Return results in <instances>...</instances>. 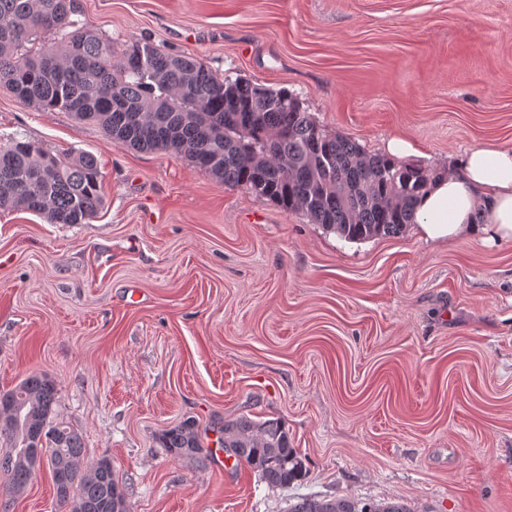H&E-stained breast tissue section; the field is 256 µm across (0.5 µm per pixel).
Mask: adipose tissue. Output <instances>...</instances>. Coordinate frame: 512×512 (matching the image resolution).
<instances>
[{"label": "adipose tissue", "mask_w": 512, "mask_h": 512, "mask_svg": "<svg viewBox=\"0 0 512 512\" xmlns=\"http://www.w3.org/2000/svg\"><path fill=\"white\" fill-rule=\"evenodd\" d=\"M457 167L418 200L419 233L432 241L458 237L512 241V148L472 147Z\"/></svg>", "instance_id": "obj_1"}]
</instances>
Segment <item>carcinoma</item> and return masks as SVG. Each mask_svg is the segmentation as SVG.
<instances>
[{
	"label": "carcinoma",
	"instance_id": "1",
	"mask_svg": "<svg viewBox=\"0 0 512 512\" xmlns=\"http://www.w3.org/2000/svg\"><path fill=\"white\" fill-rule=\"evenodd\" d=\"M79 0H0V91L39 112L63 111L98 124L113 142L162 150L246 187L314 224L361 241L396 237L414 223L418 198L441 172L369 154L320 125L285 88L229 79L203 61L151 43L116 51L76 19ZM103 176L91 154L58 155L32 140L0 144V210H24L49 224H86L104 205ZM57 389L35 372L0 392V474L22 491L47 467L56 500L69 512H129L112 462L83 465L82 435L55 418ZM235 465L286 488L306 473L281 423L248 417L216 422ZM175 457L212 459L198 425L186 419L162 433ZM288 512H410L402 502L301 497Z\"/></svg>",
	"mask_w": 512,
	"mask_h": 512
}]
</instances>
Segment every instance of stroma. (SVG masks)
I'll return each instance as SVG.
<instances>
[{
	"instance_id": "1",
	"label": "stroma",
	"mask_w": 512,
	"mask_h": 512,
	"mask_svg": "<svg viewBox=\"0 0 512 512\" xmlns=\"http://www.w3.org/2000/svg\"><path fill=\"white\" fill-rule=\"evenodd\" d=\"M123 49L149 42L296 94L366 152L406 139L448 172L512 147V0H81ZM89 153L86 224L0 211V391L42 371L84 464L130 512H288L304 496L410 512H512V241H350L183 157L113 143L0 92V143ZM281 422L308 476L168 455L163 430ZM9 512H56L48 469Z\"/></svg>"
}]
</instances>
